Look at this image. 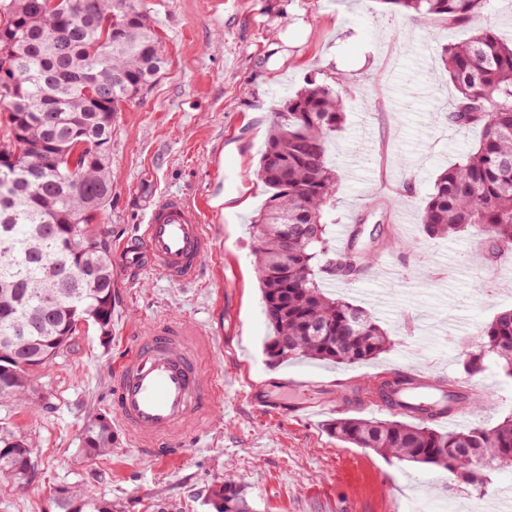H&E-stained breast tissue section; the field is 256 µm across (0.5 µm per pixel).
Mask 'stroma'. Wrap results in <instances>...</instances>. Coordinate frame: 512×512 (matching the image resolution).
I'll list each match as a JSON object with an SVG mask.
<instances>
[{
  "label": "stroma",
  "instance_id": "obj_1",
  "mask_svg": "<svg viewBox=\"0 0 512 512\" xmlns=\"http://www.w3.org/2000/svg\"><path fill=\"white\" fill-rule=\"evenodd\" d=\"M168 64L158 82L112 121V201L95 221L113 250L137 232L152 203L179 195L205 204L213 251L197 282L150 273L117 275L112 335L81 327L70 348L35 375L50 397L33 410L0 403V431L34 450L25 489L0 481V512H55V486L76 485L112 512H214L207 497L243 485L253 512H496L512 467L485 494L457 487L446 470L349 447L326 430L331 417L399 419L379 407L382 379L415 371L466 380L488 404L437 423L440 431L496 424L512 410V377L497 365L469 375L468 345L512 309V264L484 263L479 238L429 239L414 217L436 176L463 161L480 137L446 114L455 90L431 73L443 44L466 28L414 22L381 0H144ZM337 85L345 121L329 141L339 181L334 232L361 225L362 241L388 237L374 267L351 283L329 281L387 329L389 353L364 365L272 363L271 329L253 265L251 218L268 193L256 176L272 114L306 79ZM181 318L212 336L202 357L224 397L196 445L176 462L139 458L114 428L112 452L88 458L86 423L112 415V370L128 338L154 321ZM260 384L266 405L248 396ZM319 392L334 416L307 418L294 401Z\"/></svg>",
  "mask_w": 512,
  "mask_h": 512
}]
</instances>
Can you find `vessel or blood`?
Returning <instances> with one entry per match:
<instances>
[{"mask_svg": "<svg viewBox=\"0 0 512 512\" xmlns=\"http://www.w3.org/2000/svg\"><path fill=\"white\" fill-rule=\"evenodd\" d=\"M202 205L176 195L158 199L137 235L121 248L123 272H149L174 283L199 279L202 260L212 249ZM210 345L208 332L184 319L149 325L135 337L112 374V405L119 425L130 433L143 457L180 459L184 433L205 423L223 390L213 371L197 357ZM419 389H432L450 401L451 414L466 412L472 394L463 383L423 376Z\"/></svg>", "mask_w": 512, "mask_h": 512, "instance_id": "1", "label": "vessel or blood"}]
</instances>
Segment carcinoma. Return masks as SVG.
<instances>
[{"label": "carcinoma", "mask_w": 512, "mask_h": 512, "mask_svg": "<svg viewBox=\"0 0 512 512\" xmlns=\"http://www.w3.org/2000/svg\"><path fill=\"white\" fill-rule=\"evenodd\" d=\"M416 22L471 25L468 38L444 45L441 63L456 90L448 124L479 127L482 136L465 162L437 175L418 212L428 237L469 234L486 246L482 259L512 247V38L477 25L487 0H381ZM14 17L0 30V46L14 51L0 75L6 139L0 142V177L13 153L39 146L31 165L35 180L0 203V402H36L35 371L71 346L83 316L110 336L111 247L89 224L112 197L109 151L112 116L144 93L161 75L166 59L150 13L140 0H0ZM108 53L93 62L98 44ZM100 70L109 90L90 95L84 75ZM345 116L342 96L330 85L309 81L275 112L257 176L269 196L252 221L254 264L272 335L267 355L280 363L312 361L357 365L387 353L394 341L362 307L327 294L326 280L351 282L376 257L351 235L343 249L332 244L327 214L338 176L327 160L329 138ZM78 169L74 185L70 168ZM31 336L22 346L15 336ZM493 355L512 376V311L501 312L479 334L465 372L484 369ZM411 379L397 373L380 382L384 397L404 393ZM437 405L420 408L418 422L340 418L328 424L337 440L384 456L448 470L458 483L484 488L492 466H512V411L496 425L476 424L440 432L430 426ZM90 458L112 452V426L90 420L82 437ZM29 446L0 434V479L22 490L32 478ZM58 512H112L68 486L53 489ZM216 512H251L244 489L226 483L209 493Z\"/></svg>", "instance_id": "cac0c4a2"}]
</instances>
